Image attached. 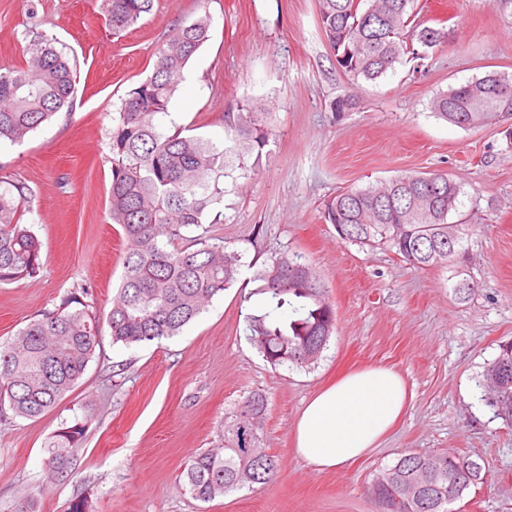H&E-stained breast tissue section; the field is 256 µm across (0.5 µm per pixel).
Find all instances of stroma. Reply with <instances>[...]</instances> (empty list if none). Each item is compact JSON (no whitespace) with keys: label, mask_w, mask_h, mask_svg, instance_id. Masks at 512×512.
Instances as JSON below:
<instances>
[{"label":"stroma","mask_w":512,"mask_h":512,"mask_svg":"<svg viewBox=\"0 0 512 512\" xmlns=\"http://www.w3.org/2000/svg\"><path fill=\"white\" fill-rule=\"evenodd\" d=\"M419 2L445 43L421 64L354 83L321 32L317 0H154L119 33L101 0H0V68L23 64L31 30L78 60L72 110L22 143L0 144V175L32 191L24 221L43 261L36 278L0 286V342L77 288L91 289L100 316L110 311L126 248L109 218L112 116L178 25L213 19L170 103L179 123L217 140L225 113L251 104L273 115L267 155L225 193L224 221L211 227L246 253L237 282L178 336L128 348L103 334L79 384L53 409L0 421V512L25 496L38 512H68L83 496L94 512H377L375 471L409 450H448L479 464V481L449 512H512V427L494 418L477 385L512 339V148L498 125L465 130L430 108L436 94L487 71L512 74V13L491 0ZM347 94L354 108L336 111ZM435 170L461 185L469 224L448 268L342 242L322 217L342 190ZM284 250L312 264L336 310V333L311 370L272 368L245 332V313L261 303L256 274ZM463 279L470 294L455 290ZM367 366L401 374L407 410L369 455L316 471L293 451L298 415L319 387ZM254 391L268 398L262 446L279 458L277 479L193 499L182 486L185 465L221 445L225 413ZM86 414L82 447L51 475L48 441L61 422Z\"/></svg>","instance_id":"obj_1"}]
</instances>
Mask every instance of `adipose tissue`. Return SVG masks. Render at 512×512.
Masks as SVG:
<instances>
[{
	"instance_id": "obj_1",
	"label": "adipose tissue",
	"mask_w": 512,
	"mask_h": 512,
	"mask_svg": "<svg viewBox=\"0 0 512 512\" xmlns=\"http://www.w3.org/2000/svg\"><path fill=\"white\" fill-rule=\"evenodd\" d=\"M408 405L402 377L372 366L317 391L294 427V453L316 470H333L374 448Z\"/></svg>"
}]
</instances>
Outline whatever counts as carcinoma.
Segmentation results:
<instances>
[{
	"mask_svg": "<svg viewBox=\"0 0 512 512\" xmlns=\"http://www.w3.org/2000/svg\"><path fill=\"white\" fill-rule=\"evenodd\" d=\"M154 0H102L114 31L134 27ZM321 31L339 68L352 80L375 81L415 55L412 45L429 39L432 27L419 22L416 0H318ZM212 18L204 14L178 26L156 53L153 71L132 88L112 117V182L109 212L122 228L127 249L117 296L106 319L82 288L57 308L36 315L15 336L0 343V417L35 419L51 409L82 379L107 322L112 343L147 345L178 335L209 303L236 281L244 252L224 245L206 223H222L224 179L237 184L259 165L271 135V113L254 105L224 115V138L188 134L169 111L187 63L209 39ZM23 66L0 68V141L19 143L69 106L76 92V60L54 39L32 32ZM508 89V96L501 90ZM435 116L472 130L509 123L512 145V74L486 72L439 94ZM253 163H248V160ZM460 187L448 176L434 183L401 175L361 189H346L325 205L323 218L338 237L381 247L416 267H448V234L461 242L465 225L448 222L458 212ZM32 191L22 181L0 176V286L36 277L43 268L41 245L24 215L32 212ZM199 230L188 237L183 230ZM300 266L309 277L273 275L277 267ZM267 306L245 316L246 334L272 367L309 369L305 353L327 349L336 333V314L312 266L297 253H280L259 273ZM482 401L493 416L512 426V340L479 376ZM267 398L251 393L224 416V446L196 454L182 472L183 487L199 501L265 485L279 466L275 455L260 465ZM88 418L64 424L49 444V470L64 468L80 447ZM469 459L446 452L408 451L372 481L380 512L403 497L398 512H448V496L459 499L475 481L450 486L448 474ZM427 484L409 497L414 478Z\"/></svg>",
	"mask_w": 512,
	"mask_h": 512,
	"instance_id": "carcinoma-1",
	"label": "carcinoma"
}]
</instances>
